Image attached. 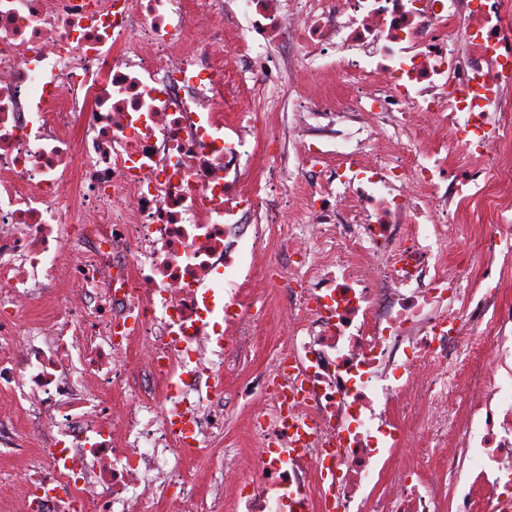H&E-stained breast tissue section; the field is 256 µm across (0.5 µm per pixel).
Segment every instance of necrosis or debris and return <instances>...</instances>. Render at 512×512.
<instances>
[{"mask_svg":"<svg viewBox=\"0 0 512 512\" xmlns=\"http://www.w3.org/2000/svg\"><path fill=\"white\" fill-rule=\"evenodd\" d=\"M228 18L266 78L236 108ZM301 67L347 92L295 103L297 158L320 176L288 192L248 175ZM322 125L335 149L309 142ZM481 199L482 250L447 264ZM247 213L294 258L288 338L240 391L262 401L253 478L228 454L195 483L184 466L224 432L240 353L224 336L264 317L234 280ZM511 239L512 0H0V447L35 455L25 512H445L444 478L456 512L481 490L512 512L495 267Z\"/></svg>","mask_w":512,"mask_h":512,"instance_id":"1","label":"necrosis or debris"}]
</instances>
